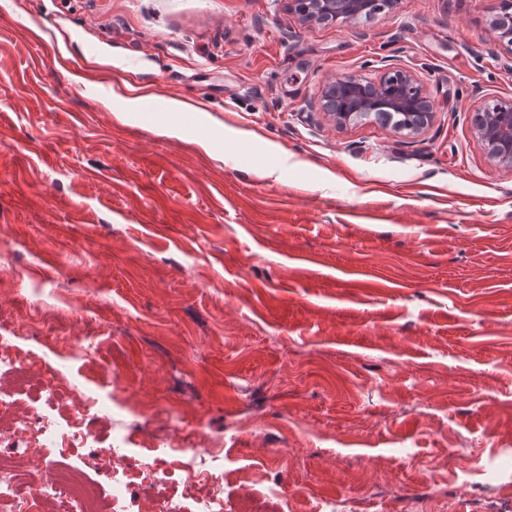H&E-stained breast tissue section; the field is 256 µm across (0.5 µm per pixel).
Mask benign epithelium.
I'll use <instances>...</instances> for the list:
<instances>
[{
	"label": "benign epithelium",
	"instance_id": "7a95c632",
	"mask_svg": "<svg viewBox=\"0 0 512 512\" xmlns=\"http://www.w3.org/2000/svg\"><path fill=\"white\" fill-rule=\"evenodd\" d=\"M378 0H288V8L303 20L317 23L347 22L362 13L373 12ZM493 27L501 45L512 54V0H500V14ZM360 82L355 76L332 79L322 87L318 106H310L324 113L337 125L350 120L352 114L343 111L342 96L346 88ZM434 104L424 91L417 75L398 67L387 68L380 79L357 93L355 112L376 116L385 121L401 112L416 117L415 131H422L430 122ZM476 112L491 114L492 121L473 119L477 139L501 165L512 168V103H486Z\"/></svg>",
	"mask_w": 512,
	"mask_h": 512
}]
</instances>
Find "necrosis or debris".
Wrapping results in <instances>:
<instances>
[{
  "instance_id": "4bbe7bcc",
  "label": "necrosis or debris",
  "mask_w": 512,
  "mask_h": 512,
  "mask_svg": "<svg viewBox=\"0 0 512 512\" xmlns=\"http://www.w3.org/2000/svg\"><path fill=\"white\" fill-rule=\"evenodd\" d=\"M8 376L14 390L0 392V485L9 492V512H128V498L143 505L142 512H224L222 475L213 464L216 454L192 450L190 460H170L146 448L139 455L109 443L96 445L90 420L109 421L110 415L95 401L63 390L36 377L14 344L0 338V377ZM66 410L69 423L59 431L52 413ZM56 437L60 450L93 443V456L110 478L109 491L70 465L48 461L45 469L28 468L16 453L20 441Z\"/></svg>"
}]
</instances>
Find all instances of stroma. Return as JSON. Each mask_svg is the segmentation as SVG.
Returning <instances> with one entry per match:
<instances>
[{
  "label": "stroma",
  "mask_w": 512,
  "mask_h": 512,
  "mask_svg": "<svg viewBox=\"0 0 512 512\" xmlns=\"http://www.w3.org/2000/svg\"><path fill=\"white\" fill-rule=\"evenodd\" d=\"M497 10L0 0V336L111 408L102 438L220 453L224 512L246 480L288 512L508 504L512 169L471 123L512 102ZM388 59L435 104L423 131L311 111ZM140 96L204 121L160 135ZM288 8L303 20L317 23L350 21L358 15L373 12L377 0H286Z\"/></svg>",
  "instance_id": "35a3bbf8"
}]
</instances>
